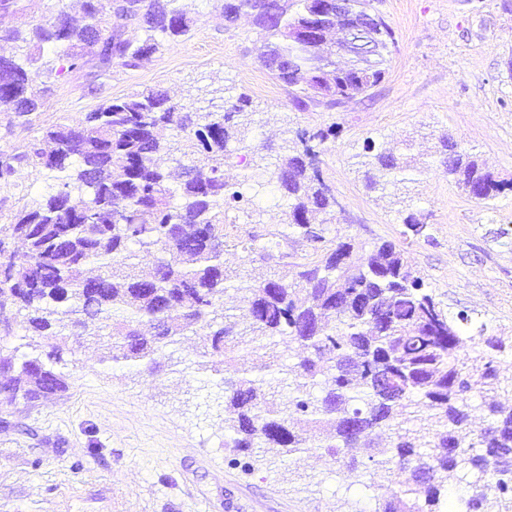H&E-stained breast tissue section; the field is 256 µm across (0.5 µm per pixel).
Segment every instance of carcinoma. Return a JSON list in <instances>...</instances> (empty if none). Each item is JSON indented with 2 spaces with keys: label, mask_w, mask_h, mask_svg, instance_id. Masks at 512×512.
I'll return each mask as SVG.
<instances>
[{
  "label": "carcinoma",
  "mask_w": 512,
  "mask_h": 512,
  "mask_svg": "<svg viewBox=\"0 0 512 512\" xmlns=\"http://www.w3.org/2000/svg\"><path fill=\"white\" fill-rule=\"evenodd\" d=\"M223 0L224 17L254 14L265 32L259 60L295 88L293 100H327L331 106L366 93L385 76L391 27L380 20L378 67L357 70L336 62L328 36L343 24L329 14L327 0ZM83 23L62 8L28 33L0 28V112L23 117L40 109L35 79L56 69L36 67L42 45L57 47L68 69L87 65L99 72L136 68L157 53L162 39L187 35L196 23L189 0H121L133 39L106 25L97 0H77ZM297 25L318 40L291 39ZM243 104L193 112L160 90L146 88L109 100L86 115L78 129L56 124L45 129L46 149L33 145L22 155L0 153V183H9L21 166L53 173L54 191L31 200L9 224L0 225V308L25 312L27 330L43 351L18 360L0 344V406H34L68 390L60 367L66 339L98 336L103 365L146 367L173 358L185 337L201 338L191 369L221 375L225 444L248 457L268 450L276 457L321 450L338 464L342 479L356 483L363 457L388 472L410 471L430 510L411 497L413 490L391 491L376 512H434L440 491L457 490L466 512H491L479 485L499 491L497 507L512 512V405L496 395L502 342L477 330L483 355L464 354L471 318L452 315L425 287L401 249L384 243L371 251L350 241L325 244L321 225L336 210V196L319 168L320 146L335 130L298 135L276 156L279 182L288 197V228L306 241L319 259L297 273L298 281L260 278L238 288L245 306L224 308V202L243 195L230 189L211 162L224 158L241 134ZM175 131L176 150L191 160L180 181L157 162L171 147L157 136ZM443 164L470 197L489 200L512 191L482 167L470 149L448 137L440 140ZM420 160L366 147L368 186L387 187ZM21 241L23 264L10 245ZM158 253L149 277L138 273L139 252ZM262 342L265 359L250 369L235 364L237 338ZM294 350L295 362L278 360L280 345ZM478 393L487 412L485 426L472 427L467 403ZM304 417L319 432L318 443L290 428ZM389 440L392 454L376 457L375 440ZM479 448L481 452L473 453ZM470 469L477 480L461 484L458 472Z\"/></svg>",
  "instance_id": "obj_1"
}]
</instances>
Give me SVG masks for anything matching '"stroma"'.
<instances>
[{
	"mask_svg": "<svg viewBox=\"0 0 512 512\" xmlns=\"http://www.w3.org/2000/svg\"><path fill=\"white\" fill-rule=\"evenodd\" d=\"M395 33L384 79L336 107L299 108L288 87L259 61L264 33L249 13L227 21L220 0H194L197 23L165 42L137 68L95 75L69 70L29 125L0 112V152L18 154L45 128L82 121L107 100L144 88L166 90L173 102L216 110L246 97L248 138L257 153L230 143L221 166L237 186L251 174L266 182L254 205L226 209L224 268L233 283L279 274L295 280L314 258L296 237L281 243L283 264L250 250L252 236L285 224L287 201L274 169L285 132L335 128L320 168L342 210L326 224V241L350 238L365 250L385 242L405 249L425 286L449 313L486 325L508 350L502 381L512 380V193L476 200L434 161L441 137L472 148L497 179L512 181V0H374ZM428 161L423 172L379 192L356 165L367 143ZM47 172L21 169L0 185V225L34 196L53 190ZM426 223L405 236L404 221ZM68 390L60 398L13 409L0 428V512H351L362 500L345 490L336 465L318 452L275 467L245 470L224 445V423L204 418L193 398L204 374L106 367L89 339L70 340Z\"/></svg>",
	"mask_w": 512,
	"mask_h": 512,
	"instance_id": "stroma-1",
	"label": "stroma"
}]
</instances>
